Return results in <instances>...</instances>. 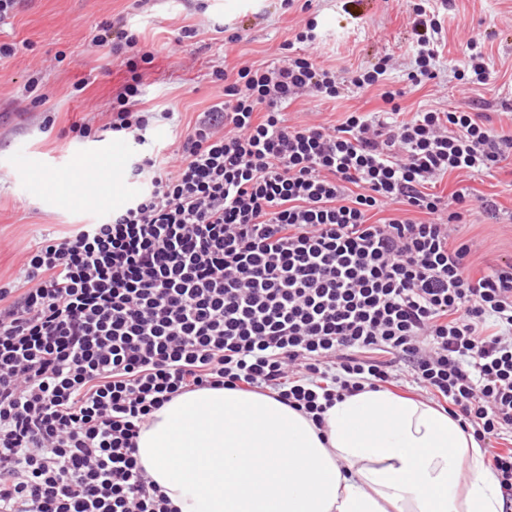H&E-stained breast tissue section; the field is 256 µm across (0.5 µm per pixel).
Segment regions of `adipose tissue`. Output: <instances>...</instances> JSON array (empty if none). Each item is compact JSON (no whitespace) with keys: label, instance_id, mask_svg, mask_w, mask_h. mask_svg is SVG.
Wrapping results in <instances>:
<instances>
[{"label":"adipose tissue","instance_id":"obj_1","mask_svg":"<svg viewBox=\"0 0 512 512\" xmlns=\"http://www.w3.org/2000/svg\"><path fill=\"white\" fill-rule=\"evenodd\" d=\"M138 463L179 512H503L474 436L429 403L347 395L323 425L275 398L185 393L156 410Z\"/></svg>","mask_w":512,"mask_h":512}]
</instances>
